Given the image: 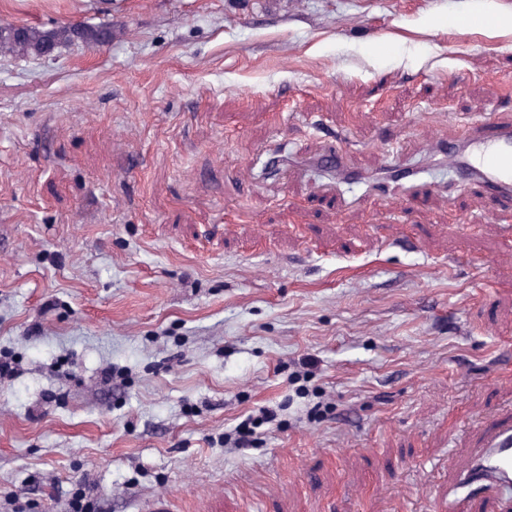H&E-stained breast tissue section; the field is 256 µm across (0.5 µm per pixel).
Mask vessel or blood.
Returning <instances> with one entry per match:
<instances>
[{"instance_id":"obj_1","label":"vessel or blood","mask_w":512,"mask_h":512,"mask_svg":"<svg viewBox=\"0 0 512 512\" xmlns=\"http://www.w3.org/2000/svg\"><path fill=\"white\" fill-rule=\"evenodd\" d=\"M469 144L477 161L465 157L458 143H435L433 155L448 162L462 180L483 175L502 195L512 194V123L475 125ZM512 501V413L486 419L466 451L462 470H450L448 503L457 512H502Z\"/></svg>"}]
</instances>
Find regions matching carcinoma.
I'll return each instance as SVG.
<instances>
[{
  "mask_svg": "<svg viewBox=\"0 0 512 512\" xmlns=\"http://www.w3.org/2000/svg\"><path fill=\"white\" fill-rule=\"evenodd\" d=\"M75 41L92 45L112 42V27L86 25L38 28L36 26L0 25V54L43 58L48 49H58Z\"/></svg>",
  "mask_w": 512,
  "mask_h": 512,
  "instance_id": "cac0c4a2",
  "label": "carcinoma"
}]
</instances>
